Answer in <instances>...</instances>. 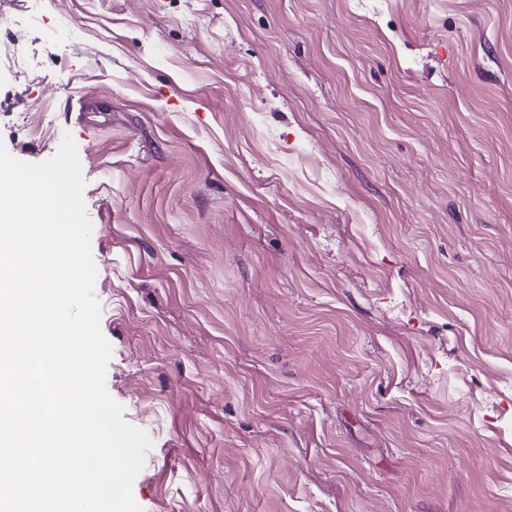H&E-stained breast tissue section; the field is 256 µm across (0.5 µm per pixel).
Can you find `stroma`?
Masks as SVG:
<instances>
[{"mask_svg":"<svg viewBox=\"0 0 512 512\" xmlns=\"http://www.w3.org/2000/svg\"><path fill=\"white\" fill-rule=\"evenodd\" d=\"M0 13V142L77 146L143 512H512V0Z\"/></svg>","mask_w":512,"mask_h":512,"instance_id":"stroma-1","label":"stroma"}]
</instances>
